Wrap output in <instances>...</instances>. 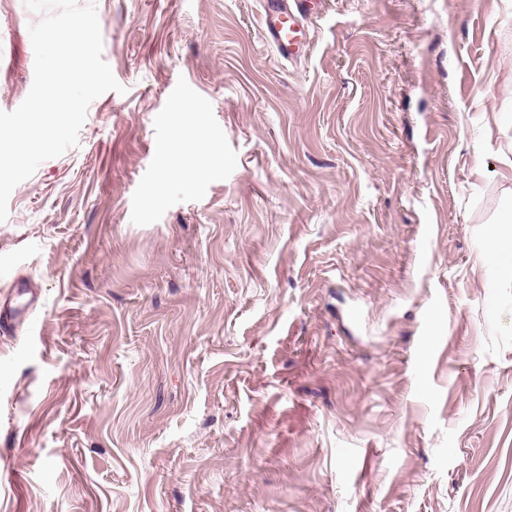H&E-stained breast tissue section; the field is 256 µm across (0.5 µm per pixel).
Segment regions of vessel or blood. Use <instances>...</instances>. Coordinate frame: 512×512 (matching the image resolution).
<instances>
[{"label": "vessel or blood", "instance_id": "1", "mask_svg": "<svg viewBox=\"0 0 512 512\" xmlns=\"http://www.w3.org/2000/svg\"><path fill=\"white\" fill-rule=\"evenodd\" d=\"M310 0H263L261 26L265 40L277 55L291 63L300 62L311 45ZM29 305L11 300L0 303V332L10 330L13 323L25 319Z\"/></svg>", "mask_w": 512, "mask_h": 512}]
</instances>
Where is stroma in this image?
<instances>
[{"mask_svg":"<svg viewBox=\"0 0 512 512\" xmlns=\"http://www.w3.org/2000/svg\"><path fill=\"white\" fill-rule=\"evenodd\" d=\"M95 2L126 91L0 223V512H512V0H322L297 66L261 0ZM206 142L197 140L188 133L179 137L174 146L162 149L159 159L160 168L163 172L180 171L182 173H196L197 159L208 151ZM13 288L15 295L23 296L30 294V299L24 305L12 303L10 296L5 298L2 305L0 302V332L2 333L9 331L15 321L25 319L37 300L35 292L26 283L18 281L14 284Z\"/></svg>","mask_w":512,"mask_h":512,"instance_id":"35a3bbf8","label":"stroma"}]
</instances>
